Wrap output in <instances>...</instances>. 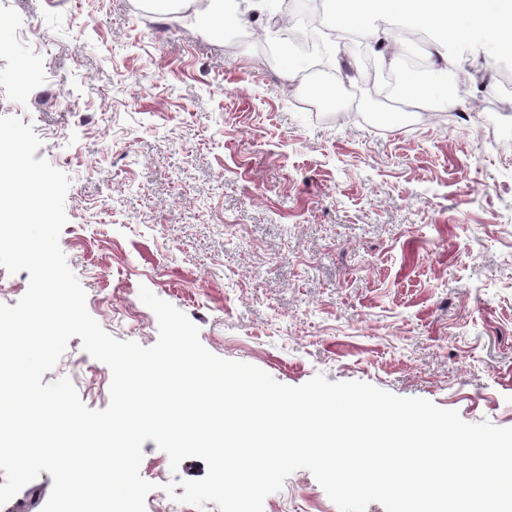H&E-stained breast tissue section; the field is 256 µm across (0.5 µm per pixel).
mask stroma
<instances>
[{"label": "stroma", "instance_id": "stroma-1", "mask_svg": "<svg viewBox=\"0 0 512 512\" xmlns=\"http://www.w3.org/2000/svg\"><path fill=\"white\" fill-rule=\"evenodd\" d=\"M215 39L174 27L145 0H7L0 9V117L32 124L36 158L71 185L60 246L113 338L153 345L140 287L182 311L213 355L299 386L316 374L426 399L469 423L512 427V79L488 100L497 54L484 20L449 44L439 123L362 83L342 114L301 108L283 71L298 52L266 22ZM68 377L91 409L111 372L72 337L43 382ZM147 512L207 474L171 472L154 441ZM263 512H338L300 469Z\"/></svg>", "mask_w": 512, "mask_h": 512}]
</instances>
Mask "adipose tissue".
<instances>
[{
	"label": "adipose tissue",
	"mask_w": 512,
	"mask_h": 512,
	"mask_svg": "<svg viewBox=\"0 0 512 512\" xmlns=\"http://www.w3.org/2000/svg\"><path fill=\"white\" fill-rule=\"evenodd\" d=\"M265 8V0H250L246 9H229L224 0H209L202 16L208 33L223 34L227 28H241ZM397 14L439 31L444 39L464 37L472 24L491 15L497 39L512 51V0H332L325 15V27L345 32L358 29L361 19L370 15Z\"/></svg>",
	"instance_id": "1"
}]
</instances>
